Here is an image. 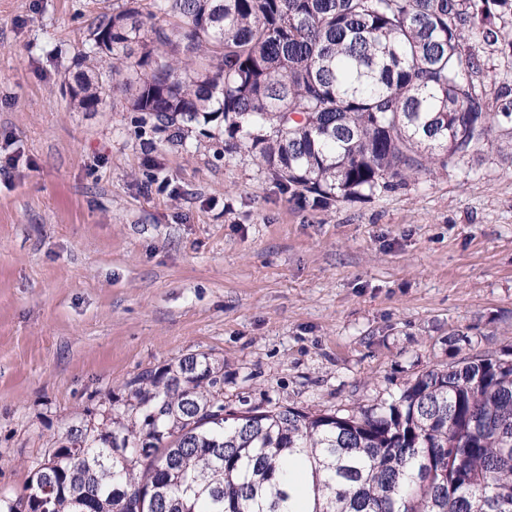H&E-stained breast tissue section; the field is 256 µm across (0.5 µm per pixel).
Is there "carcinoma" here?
Instances as JSON below:
<instances>
[{
	"mask_svg": "<svg viewBox=\"0 0 512 512\" xmlns=\"http://www.w3.org/2000/svg\"><path fill=\"white\" fill-rule=\"evenodd\" d=\"M141 0L102 13L70 108L119 93L175 129L224 121L288 201L329 209L468 163L512 101L485 51L512 54V0ZM161 18L146 26L143 17ZM109 33L112 47L95 37ZM124 408L39 457L6 512H512V360L464 357L347 413L224 410V376L188 354L132 382ZM309 466V490L291 481Z\"/></svg>",
	"mask_w": 512,
	"mask_h": 512,
	"instance_id": "cac0c4a2",
	"label": "carcinoma"
}]
</instances>
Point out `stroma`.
<instances>
[{"label":"stroma","mask_w":512,"mask_h":512,"mask_svg":"<svg viewBox=\"0 0 512 512\" xmlns=\"http://www.w3.org/2000/svg\"><path fill=\"white\" fill-rule=\"evenodd\" d=\"M124 0H0V497L144 370L204 352L229 409L350 410L422 371L512 353V159L302 209L220 123L170 143L116 96L73 112L94 17Z\"/></svg>","instance_id":"obj_1"}]
</instances>
